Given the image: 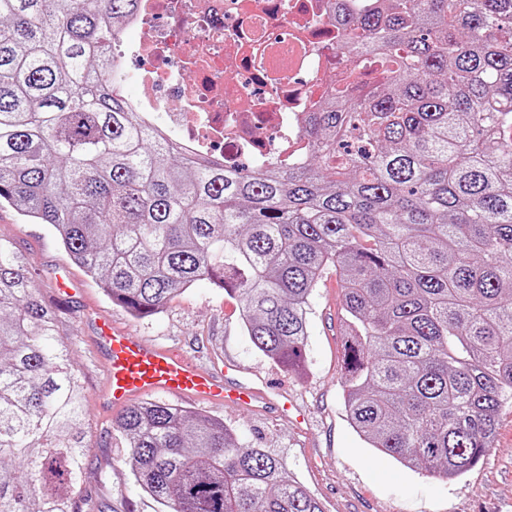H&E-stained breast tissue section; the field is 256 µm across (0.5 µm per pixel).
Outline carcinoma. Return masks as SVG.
Listing matches in <instances>:
<instances>
[{
  "mask_svg": "<svg viewBox=\"0 0 512 512\" xmlns=\"http://www.w3.org/2000/svg\"><path fill=\"white\" fill-rule=\"evenodd\" d=\"M139 0H0V203L55 231L135 318L201 279L255 349L302 371L308 302L343 290L342 397L373 451L466 475L512 405V0H334L351 80L307 119V158L184 157L113 91ZM385 69L384 83L361 70ZM63 321L0 238V512H82L89 447ZM163 512H325L286 462L162 400L117 423Z\"/></svg>",
  "mask_w": 512,
  "mask_h": 512,
  "instance_id": "obj_1",
  "label": "carcinoma"
}]
</instances>
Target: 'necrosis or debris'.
<instances>
[{
    "instance_id": "1",
    "label": "necrosis or debris",
    "mask_w": 512,
    "mask_h": 512,
    "mask_svg": "<svg viewBox=\"0 0 512 512\" xmlns=\"http://www.w3.org/2000/svg\"><path fill=\"white\" fill-rule=\"evenodd\" d=\"M330 0H140L126 21L153 59L138 111L179 134L191 158L225 168L303 157L304 121L343 78Z\"/></svg>"
}]
</instances>
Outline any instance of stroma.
<instances>
[{
	"label": "stroma",
	"mask_w": 512,
	"mask_h": 512,
	"mask_svg": "<svg viewBox=\"0 0 512 512\" xmlns=\"http://www.w3.org/2000/svg\"><path fill=\"white\" fill-rule=\"evenodd\" d=\"M0 237L9 240L29 266L43 300L59 312L63 339L85 387V440L91 462L84 485L98 512H157L140 494L123 463L125 440L119 412L99 405L104 371L80 320L89 310L147 342L194 353L206 364H239L246 377L285 388L302 406L305 428L271 411L201 405L202 413L224 420L245 445L284 458L326 512H512V408L501 411L496 446L464 477L437 481L374 454L345 420L340 387L342 292L335 274L319 283L310 299L307 368L297 375L257 352L239 324V301L209 280L175 296L163 312L144 319L112 304L96 282L76 265L49 225L33 224L16 209L0 207ZM67 282L66 302L57 299Z\"/></svg>",
	"instance_id": "stroma-1"
}]
</instances>
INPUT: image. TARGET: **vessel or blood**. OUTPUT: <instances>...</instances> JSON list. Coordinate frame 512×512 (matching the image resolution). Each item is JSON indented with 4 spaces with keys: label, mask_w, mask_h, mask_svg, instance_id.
Wrapping results in <instances>:
<instances>
[{
    "label": "vessel or blood",
    "mask_w": 512,
    "mask_h": 512,
    "mask_svg": "<svg viewBox=\"0 0 512 512\" xmlns=\"http://www.w3.org/2000/svg\"><path fill=\"white\" fill-rule=\"evenodd\" d=\"M93 329L92 343L101 355L105 381L100 404L121 407L146 395H161L199 404L233 407H274L277 413L306 421L297 403L286 392L243 378L236 363L206 366L179 349L147 344L113 326L107 315L93 311L85 316Z\"/></svg>",
    "instance_id": "obj_1"
}]
</instances>
